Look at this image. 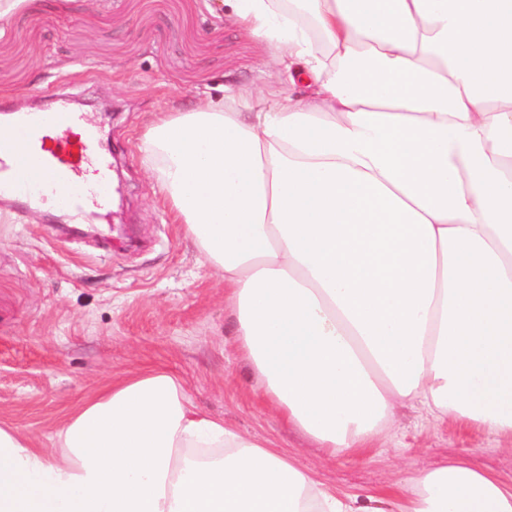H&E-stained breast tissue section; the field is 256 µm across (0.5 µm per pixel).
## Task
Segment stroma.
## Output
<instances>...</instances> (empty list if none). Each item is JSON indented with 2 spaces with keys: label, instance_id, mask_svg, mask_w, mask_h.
<instances>
[{
  "label": "stroma",
  "instance_id": "1",
  "mask_svg": "<svg viewBox=\"0 0 512 512\" xmlns=\"http://www.w3.org/2000/svg\"><path fill=\"white\" fill-rule=\"evenodd\" d=\"M287 92L274 48L223 0H26L0 28V103L71 95L105 130L117 178L105 233L0 200V426L53 450L65 414L160 367L201 412L339 491H378L451 457L511 479L512 441L477 425L405 407L368 452L331 455L265 396L227 316L224 279L173 222L142 142L158 113L198 98L251 112Z\"/></svg>",
  "mask_w": 512,
  "mask_h": 512
}]
</instances>
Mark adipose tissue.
I'll use <instances>...</instances> for the list:
<instances>
[{"instance_id":"adipose-tissue-1","label":"adipose tissue","mask_w":512,"mask_h":512,"mask_svg":"<svg viewBox=\"0 0 512 512\" xmlns=\"http://www.w3.org/2000/svg\"><path fill=\"white\" fill-rule=\"evenodd\" d=\"M224 3L281 49L292 92L162 114L143 151L265 394L334 453L413 402L512 438V0ZM54 439L0 426V512H512V481L463 458L326 487L163 368Z\"/></svg>"}]
</instances>
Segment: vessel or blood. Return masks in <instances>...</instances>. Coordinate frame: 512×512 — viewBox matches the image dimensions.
<instances>
[{
  "label": "vessel or blood",
  "mask_w": 512,
  "mask_h": 512,
  "mask_svg": "<svg viewBox=\"0 0 512 512\" xmlns=\"http://www.w3.org/2000/svg\"><path fill=\"white\" fill-rule=\"evenodd\" d=\"M111 150L66 98L13 114L0 131V196L65 210L77 224L112 206Z\"/></svg>",
  "instance_id": "vessel-or-blood-1"
}]
</instances>
